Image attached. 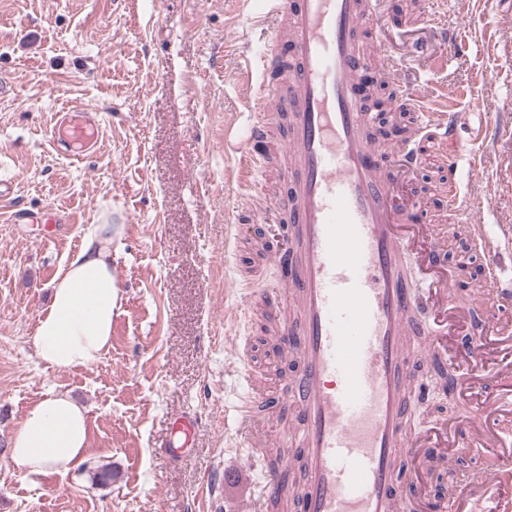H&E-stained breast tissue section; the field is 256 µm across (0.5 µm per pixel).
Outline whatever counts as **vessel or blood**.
<instances>
[{"mask_svg": "<svg viewBox=\"0 0 512 512\" xmlns=\"http://www.w3.org/2000/svg\"><path fill=\"white\" fill-rule=\"evenodd\" d=\"M267 5L254 19L266 30L264 45L245 60L255 95L236 155L253 216L288 215L290 246L268 252L270 263L288 275L281 289L241 281L244 302L231 318L246 320L253 300H264L283 355L298 360L289 389L297 424L279 433L282 454L270 458L263 391L246 379L235 420L239 443L260 473L250 512H269L277 498L288 500L292 512H419L415 498L398 492L396 462L426 460L429 449L444 444L493 451L481 477L458 493L455 512H512L501 494L512 482V289L500 285L501 247L475 225L486 285L496 299L476 328L470 305L455 299L450 280L432 274L441 265L447 228L413 223L422 206L398 192L420 167V154L408 144L381 149L357 91L366 65L363 39L381 30L380 0ZM396 105L389 120L412 109L417 126L439 130L449 168L464 161L472 176L480 175L486 140H459L447 106L406 89ZM63 130L80 151L95 149L93 114L69 111ZM274 169L288 186L285 197L258 192ZM448 206L465 219L483 210L453 179ZM461 332L467 342L455 343ZM425 355L457 368L448 394L471 405L453 427L412 434L408 400L428 397L429 388L410 372ZM194 429L193 420H176L170 447H191ZM299 458L306 465L300 490L288 481Z\"/></svg>", "mask_w": 512, "mask_h": 512, "instance_id": "obj_1", "label": "vessel or blood"}]
</instances>
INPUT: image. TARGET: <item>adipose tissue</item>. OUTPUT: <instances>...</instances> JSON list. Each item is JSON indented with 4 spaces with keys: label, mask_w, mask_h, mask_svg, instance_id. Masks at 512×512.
I'll use <instances>...</instances> for the list:
<instances>
[{
    "label": "adipose tissue",
    "mask_w": 512,
    "mask_h": 512,
    "mask_svg": "<svg viewBox=\"0 0 512 512\" xmlns=\"http://www.w3.org/2000/svg\"><path fill=\"white\" fill-rule=\"evenodd\" d=\"M109 221L89 225L80 250L51 284L52 299L37 318L34 339L42 363L59 369L90 364L107 350L120 309L112 270ZM89 423L70 395L48 392L26 414L11 442V460L25 476L65 474L85 460Z\"/></svg>",
    "instance_id": "1"
}]
</instances>
